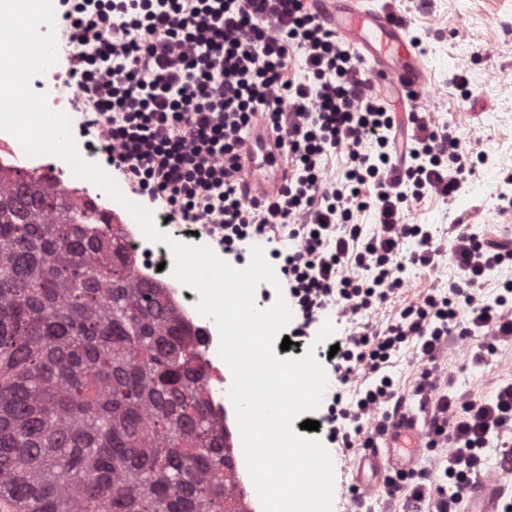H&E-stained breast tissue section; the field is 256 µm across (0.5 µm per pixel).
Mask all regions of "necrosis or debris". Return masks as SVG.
<instances>
[{"instance_id": "obj_1", "label": "necrosis or debris", "mask_w": 512, "mask_h": 512, "mask_svg": "<svg viewBox=\"0 0 512 512\" xmlns=\"http://www.w3.org/2000/svg\"><path fill=\"white\" fill-rule=\"evenodd\" d=\"M0 169L29 173L41 185L57 189L68 204L93 212L98 220L99 234L123 246L136 278L163 286L178 319L195 336L194 364L204 371L207 378L208 417L216 432L224 436L225 447L231 450L234 492L245 512H256L258 496L255 489L245 482L247 467L241 449L242 440L231 418L234 410L229 395L232 381L224 374V362L219 355V332L211 319L198 312V293L174 277L171 269L173 257L168 246L147 240L123 205L115 201L104 203L102 190L75 177L69 164L49 162L41 155H26L17 138L5 131H0Z\"/></svg>"}]
</instances>
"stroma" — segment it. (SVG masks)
I'll list each match as a JSON object with an SVG mask.
<instances>
[{
    "mask_svg": "<svg viewBox=\"0 0 512 512\" xmlns=\"http://www.w3.org/2000/svg\"><path fill=\"white\" fill-rule=\"evenodd\" d=\"M404 17L408 34L420 38L418 54L425 73L422 105L436 126L451 125L463 143H478L484 153L454 197H427L409 208V220L430 225L445 254L438 270L408 267L396 303L380 310L387 321L397 305L420 301L426 294H446L460 274L449 253L454 225L479 236L512 235V217L500 214V194L512 193L504 177L512 171V0H390ZM464 73L465 87L453 82ZM468 341H450L440 362L452 389L476 398H491L500 382L512 379V343L499 345L482 365L472 364Z\"/></svg>",
    "mask_w": 512,
    "mask_h": 512,
    "instance_id": "stroma-1",
    "label": "stroma"
}]
</instances>
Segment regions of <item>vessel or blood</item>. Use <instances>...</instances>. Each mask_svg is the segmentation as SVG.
Returning <instances> with one entry per match:
<instances>
[{
	"label": "vessel or blood",
	"mask_w": 512,
	"mask_h": 512,
	"mask_svg": "<svg viewBox=\"0 0 512 512\" xmlns=\"http://www.w3.org/2000/svg\"><path fill=\"white\" fill-rule=\"evenodd\" d=\"M316 11L338 38L350 41L371 84L399 86L410 94L412 105H419L425 85L423 67L408 48L405 28L390 7L372 0H316ZM238 177L248 199L260 203L272 200L288 178L285 150L263 120H256L243 138ZM424 440L417 415L404 416L388 428L382 447L360 456L359 465L378 477L389 469L410 470ZM470 493L471 512H497L502 480L484 478L471 486Z\"/></svg>",
	"instance_id": "vessel-or-blood-1"
}]
</instances>
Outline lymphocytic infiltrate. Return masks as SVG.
I'll list each match as a JSON object with an SVG mask.
<instances>
[{
	"instance_id": "lymphocytic-infiltrate-1",
	"label": "lymphocytic infiltrate",
	"mask_w": 512,
	"mask_h": 512,
	"mask_svg": "<svg viewBox=\"0 0 512 512\" xmlns=\"http://www.w3.org/2000/svg\"><path fill=\"white\" fill-rule=\"evenodd\" d=\"M57 21L82 47L70 59L80 128L112 150V166L148 203H164L174 224H220L224 254L252 236L288 237L297 248L281 267L289 302L305 335L319 311L333 307L352 329L332 373L340 384L367 378L351 400L334 392L326 440L340 452L371 448L387 424L405 415L407 399L386 369L410 351L422 367L413 397L423 416L426 451L440 482L415 469L386 475L385 499L404 493L410 512H463L468 489L496 444L512 471V382L488 400L443 389L437 359L450 337L469 341L473 363L512 342V281L493 302L478 291L489 272L512 263V242L461 232L451 259L460 282L447 295L427 294L398 309L383 325L369 322L393 299L408 266L436 269L443 253L432 232L408 222L410 202L446 199L471 170L477 145H462L454 129L429 113H408L412 132L399 140L349 46L305 0H57ZM304 75L289 78L293 59ZM287 145L291 174L274 200L248 201L236 176L238 146L256 114ZM347 149L340 179L321 161ZM374 209L364 233L353 215ZM416 250L404 252L406 240ZM470 319L460 324V309Z\"/></svg>"
}]
</instances>
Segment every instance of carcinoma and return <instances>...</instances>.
I'll list each match as a JSON object with an SVG mask.
<instances>
[{
    "label": "carcinoma",
    "mask_w": 512,
    "mask_h": 512,
    "mask_svg": "<svg viewBox=\"0 0 512 512\" xmlns=\"http://www.w3.org/2000/svg\"><path fill=\"white\" fill-rule=\"evenodd\" d=\"M94 224L0 173V489L33 512H232L190 331Z\"/></svg>",
    "instance_id": "cac0c4a2"
}]
</instances>
